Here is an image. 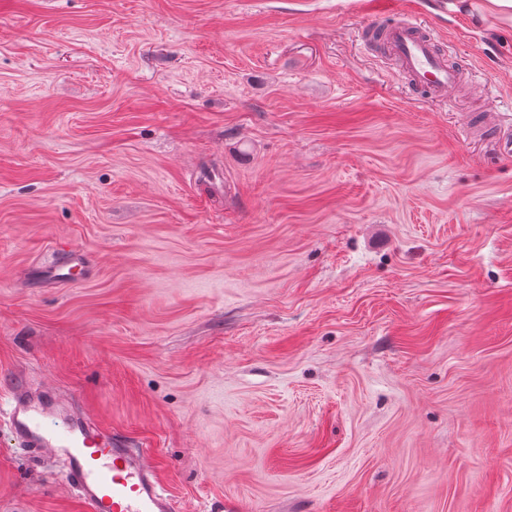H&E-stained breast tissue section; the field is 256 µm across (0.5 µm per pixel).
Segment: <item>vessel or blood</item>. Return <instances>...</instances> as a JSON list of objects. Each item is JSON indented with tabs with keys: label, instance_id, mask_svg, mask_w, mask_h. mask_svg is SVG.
Returning a JSON list of instances; mask_svg holds the SVG:
<instances>
[{
	"label": "vessel or blood",
	"instance_id": "vessel-or-blood-1",
	"mask_svg": "<svg viewBox=\"0 0 512 512\" xmlns=\"http://www.w3.org/2000/svg\"><path fill=\"white\" fill-rule=\"evenodd\" d=\"M359 7L368 18L361 34L364 47L376 44L385 50L420 97L454 101L478 94V87L466 82L467 68L442 50L433 30L417 24L411 13H395L391 0H360ZM485 132L495 139L500 155L512 156V129L493 120ZM6 416L19 447L64 457L63 478L88 512H173L144 451L104 432L85 413L20 388Z\"/></svg>",
	"mask_w": 512,
	"mask_h": 512
}]
</instances>
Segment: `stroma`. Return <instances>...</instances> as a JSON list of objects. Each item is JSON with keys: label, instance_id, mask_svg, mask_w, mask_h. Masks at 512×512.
I'll return each instance as SVG.
<instances>
[{"label": "stroma", "instance_id": "1", "mask_svg": "<svg viewBox=\"0 0 512 512\" xmlns=\"http://www.w3.org/2000/svg\"><path fill=\"white\" fill-rule=\"evenodd\" d=\"M337 0H0V404L73 398L175 512H512V21L419 102ZM79 257V278L45 279ZM0 418V512H86ZM462 128L463 134L467 140H481L492 134L493 139L496 141L499 154L505 157L512 156V130L508 127L502 126L498 118L487 124V127L483 132L486 133L484 138H482L483 133L478 138L474 135L467 118H465Z\"/></svg>", "mask_w": 512, "mask_h": 512}]
</instances>
